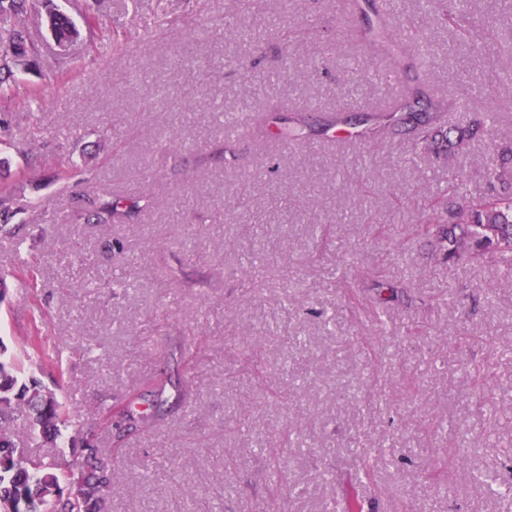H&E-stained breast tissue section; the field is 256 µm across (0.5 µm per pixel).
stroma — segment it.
I'll return each mask as SVG.
<instances>
[{
	"label": "stroma",
	"mask_w": 512,
	"mask_h": 512,
	"mask_svg": "<svg viewBox=\"0 0 512 512\" xmlns=\"http://www.w3.org/2000/svg\"><path fill=\"white\" fill-rule=\"evenodd\" d=\"M30 3L15 79L40 100L0 98V342L68 416L53 445L16 419L26 447L92 442L114 464L110 512H334L349 491L361 512H512V278L418 230L449 183L484 195L512 138V0H470L502 22L482 54L442 0L395 5L453 102L440 126L496 115L455 156L247 129L220 162L228 116L392 105L400 84L373 78L345 0ZM51 7L82 29L64 52ZM229 27L244 67L224 61ZM105 188L155 205L89 223L76 200ZM34 330L65 348L61 372L28 359Z\"/></svg>",
	"instance_id": "stroma-1"
}]
</instances>
